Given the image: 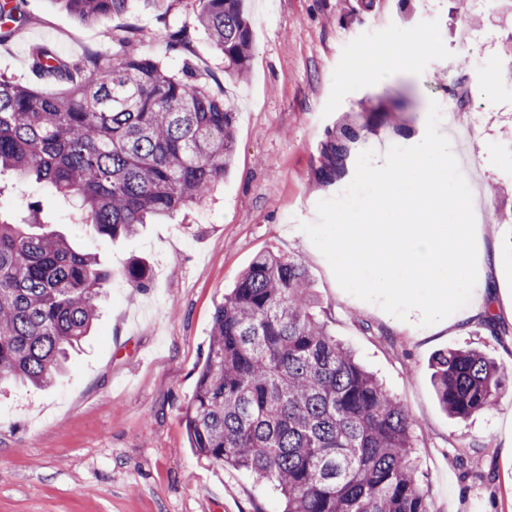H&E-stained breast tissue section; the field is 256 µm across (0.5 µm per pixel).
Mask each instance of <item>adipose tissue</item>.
Listing matches in <instances>:
<instances>
[{
    "label": "adipose tissue",
    "instance_id": "obj_1",
    "mask_svg": "<svg viewBox=\"0 0 512 512\" xmlns=\"http://www.w3.org/2000/svg\"><path fill=\"white\" fill-rule=\"evenodd\" d=\"M419 49L436 52L435 39L424 35L408 49L356 57L350 74L366 81L385 64L411 67ZM447 148L448 135L438 129L414 155L396 158L382 150L362 172L374 183L376 198L337 214L335 223L312 227L333 246L340 288L367 292L378 314L400 309L429 318L437 331L486 315L482 281L497 261L478 248L489 228L474 223L477 196L462 188ZM464 293L469 304L462 307Z\"/></svg>",
    "mask_w": 512,
    "mask_h": 512
}]
</instances>
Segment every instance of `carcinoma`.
Masks as SVG:
<instances>
[{
	"mask_svg": "<svg viewBox=\"0 0 512 512\" xmlns=\"http://www.w3.org/2000/svg\"><path fill=\"white\" fill-rule=\"evenodd\" d=\"M62 2L89 20L123 13L128 0ZM196 2L224 72L243 79L252 49L244 0ZM23 4L0 0V41L24 20ZM130 43L81 59L33 49L31 70L65 84L60 94L0 75V174L78 199L73 222L110 239L199 202L224 178L235 143L231 102L188 65L172 73ZM328 152L331 176L348 149ZM42 227L35 214L26 224L0 218V387L54 384L98 319L107 283L148 280L141 262L105 269L95 252ZM315 308L301 262L270 252L252 261L213 314L184 413L190 448L272 483L283 512H433L404 404ZM433 383L442 408L461 419L493 409L502 392L499 366L476 350L437 353Z\"/></svg>",
	"mask_w": 512,
	"mask_h": 512,
	"instance_id": "carcinoma-1",
	"label": "carcinoma"
}]
</instances>
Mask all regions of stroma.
<instances>
[{
  "label": "stroma",
  "instance_id": "stroma-1",
  "mask_svg": "<svg viewBox=\"0 0 512 512\" xmlns=\"http://www.w3.org/2000/svg\"><path fill=\"white\" fill-rule=\"evenodd\" d=\"M129 0L118 15L85 21L59 0H27L26 21L0 43V75L42 92L61 86L33 74L35 47L77 58L111 53L131 37L132 51L170 71L192 63L199 77L237 110L233 163L217 188L188 211L131 236L91 239L71 223L74 200L0 174L9 217L29 205L45 224L112 269L135 259L147 287L122 278L91 337L54 386L0 393V512H279L278 494L250 475L197 459L183 415L209 343L215 308L256 255L302 262L321 316L338 341L404 403L413 423L418 477L434 512H512V446L500 426L512 419V15L498 0L472 23L458 0H247L253 32L249 76L224 75V60L200 30L196 0ZM442 49L420 54L409 70L388 67L373 81L349 78L352 61L377 47L396 48L415 33ZM470 40L462 56L457 45ZM455 107L479 141L451 140L448 160L480 157L479 185L494 231L483 241L498 263L487 280L507 333L483 319L430 336L422 321L380 317L344 296L333 258L311 225L332 224L340 195L375 191L360 172L379 147L413 153L433 128L432 107ZM347 142L343 170L325 178L326 147ZM476 349L506 378L498 405L467 419L438 404L431 357Z\"/></svg>",
  "mask_w": 512,
  "mask_h": 512
}]
</instances>
